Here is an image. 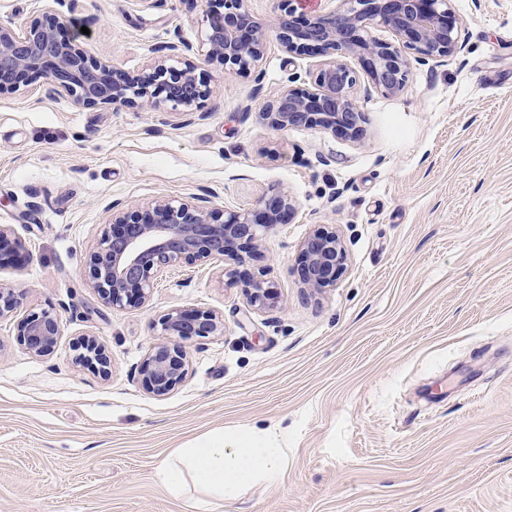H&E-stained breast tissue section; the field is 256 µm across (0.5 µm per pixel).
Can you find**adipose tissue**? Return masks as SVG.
Listing matches in <instances>:
<instances>
[{"instance_id":"obj_1","label":"adipose tissue","mask_w":512,"mask_h":512,"mask_svg":"<svg viewBox=\"0 0 512 512\" xmlns=\"http://www.w3.org/2000/svg\"><path fill=\"white\" fill-rule=\"evenodd\" d=\"M288 471L286 435L277 428H248L205 436L154 470L156 482L174 497L187 485L202 490L216 505L233 501L258 484L281 483Z\"/></svg>"}]
</instances>
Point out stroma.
I'll return each instance as SVG.
<instances>
[{
    "label": "stroma",
    "instance_id": "1",
    "mask_svg": "<svg viewBox=\"0 0 512 512\" xmlns=\"http://www.w3.org/2000/svg\"><path fill=\"white\" fill-rule=\"evenodd\" d=\"M211 0H76L88 54L140 73L199 44ZM466 49L412 63L381 92L358 58L357 136L276 130L260 114L323 57L269 36L247 71L201 59L208 88L191 123L137 105H78L45 78L0 97V225L23 245L0 267L20 313L49 311L46 356L0 320V512H209L159 486L176 449L236 427L288 430V474L223 512H512V0H453ZM211 190L248 211L289 192L291 221L244 262L170 269L149 300L117 310L86 264L107 204ZM339 232L345 268L312 293L297 267L316 228ZM263 274L273 312L239 279ZM211 309L224 332L187 347L188 374L147 394L138 368L175 308ZM90 335L108 374L79 365Z\"/></svg>",
    "mask_w": 512,
    "mask_h": 512
}]
</instances>
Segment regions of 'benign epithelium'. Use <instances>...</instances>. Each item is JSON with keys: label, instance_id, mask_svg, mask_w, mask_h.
<instances>
[{"label": "benign epithelium", "instance_id": "1", "mask_svg": "<svg viewBox=\"0 0 512 512\" xmlns=\"http://www.w3.org/2000/svg\"><path fill=\"white\" fill-rule=\"evenodd\" d=\"M66 0H45L56 12L54 26L36 18L24 27L0 22V96L20 90L19 78L42 75L57 97L70 96L86 107H119L139 103L148 109L169 104L192 116L208 93L196 77L191 55H203L224 67L248 70L264 56L266 29L253 20L243 0H224V15L207 20L201 43L173 45L181 51L178 65L159 60L130 76L106 60L92 57L63 35L65 15L57 7ZM389 27L402 44L377 41L367 35L368 25ZM276 37L289 55L317 50L326 59L316 71L313 86L281 90L261 112L273 129L320 126L349 135L359 132L362 112L350 97L355 72L343 57L354 56L386 94L404 87L410 73L407 51L417 60L443 59L464 51L457 18L450 0H349V7L309 21L286 9L275 21ZM203 119L206 113L200 112ZM205 198L161 200L146 206L120 209L112 205V230L104 233L89 255V281L101 301L117 309L143 304L165 271L176 266L204 264L216 258L237 259L253 248L262 233L283 224L295 213L296 201L282 192L260 201L256 212H219L204 206ZM23 248L20 239L0 226V260ZM346 250L335 231L315 229L303 242L297 272L304 287L321 292L336 284ZM249 305L257 311L275 308L274 288L260 277L242 280ZM18 301L9 288L0 287V318L16 312ZM157 343L139 367L142 388L156 397L173 392L186 377L187 344L224 332L219 313L203 308L173 309L155 324ZM61 334L59 319L48 311L22 316L17 340L36 356L48 354ZM76 359L102 374L111 358L96 338L84 336L76 346Z\"/></svg>", "mask_w": 512, "mask_h": 512}]
</instances>
